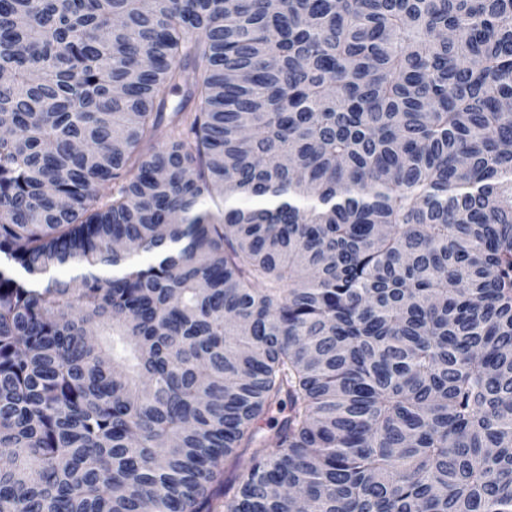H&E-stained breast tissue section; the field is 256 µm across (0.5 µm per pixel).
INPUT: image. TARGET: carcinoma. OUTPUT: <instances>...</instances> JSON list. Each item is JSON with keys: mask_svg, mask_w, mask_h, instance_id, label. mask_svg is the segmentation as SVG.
Wrapping results in <instances>:
<instances>
[{"mask_svg": "<svg viewBox=\"0 0 512 512\" xmlns=\"http://www.w3.org/2000/svg\"><path fill=\"white\" fill-rule=\"evenodd\" d=\"M1 72L0 512H512V0H0Z\"/></svg>", "mask_w": 512, "mask_h": 512, "instance_id": "cac0c4a2", "label": "carcinoma"}]
</instances>
